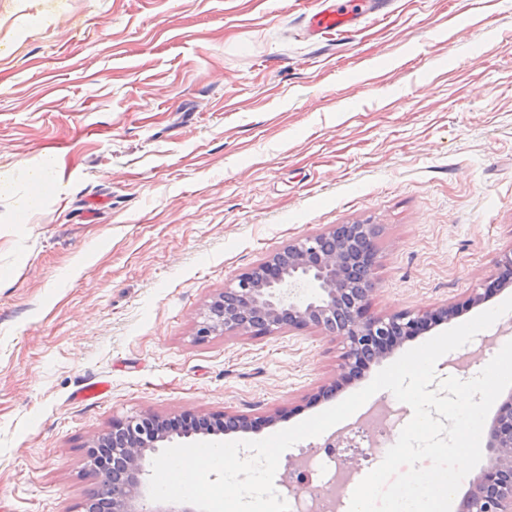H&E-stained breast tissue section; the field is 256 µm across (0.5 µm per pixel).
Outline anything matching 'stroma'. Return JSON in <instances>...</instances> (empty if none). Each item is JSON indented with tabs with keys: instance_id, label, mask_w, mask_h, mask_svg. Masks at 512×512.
<instances>
[{
	"instance_id": "stroma-1",
	"label": "stroma",
	"mask_w": 512,
	"mask_h": 512,
	"mask_svg": "<svg viewBox=\"0 0 512 512\" xmlns=\"http://www.w3.org/2000/svg\"><path fill=\"white\" fill-rule=\"evenodd\" d=\"M290 0H0V512H80L113 422L224 413L260 440L368 385L306 327L196 335L298 238L376 224L368 313L512 297V0H397L321 47ZM51 165L17 221L29 166ZM482 293L483 301L468 305ZM512 338V313L436 364ZM110 388L74 401L84 382Z\"/></svg>"
}]
</instances>
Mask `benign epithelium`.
<instances>
[{"mask_svg":"<svg viewBox=\"0 0 512 512\" xmlns=\"http://www.w3.org/2000/svg\"><path fill=\"white\" fill-rule=\"evenodd\" d=\"M374 224H333L325 231L296 239L273 253L237 284L224 291L203 316L197 336L237 333L272 334L285 327H315L346 345L341 370L350 375L379 360L400 341L430 321L449 322L456 307L443 304L419 315L411 311L387 317L365 315L375 286ZM224 425L248 431L244 414H224ZM183 437L213 435L205 416L191 418L178 430ZM171 438L167 423L149 414L130 416L95 436L87 455L97 465V449L107 448V469L116 485L110 500L87 499L84 512H196L186 503L146 504L145 460ZM488 458L476 483L461 497L456 512H512V391L500 400L485 433Z\"/></svg>","mask_w":512,"mask_h":512,"instance_id":"benign-epithelium-1","label":"benign epithelium"}]
</instances>
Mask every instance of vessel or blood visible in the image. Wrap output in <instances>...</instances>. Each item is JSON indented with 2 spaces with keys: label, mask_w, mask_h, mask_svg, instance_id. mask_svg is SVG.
Segmentation results:
<instances>
[{
  "label": "vessel or blood",
  "mask_w": 512,
  "mask_h": 512,
  "mask_svg": "<svg viewBox=\"0 0 512 512\" xmlns=\"http://www.w3.org/2000/svg\"><path fill=\"white\" fill-rule=\"evenodd\" d=\"M391 7V0H315L305 13L304 32L317 43L337 40L354 32L366 18L387 17Z\"/></svg>",
  "instance_id": "1"
}]
</instances>
